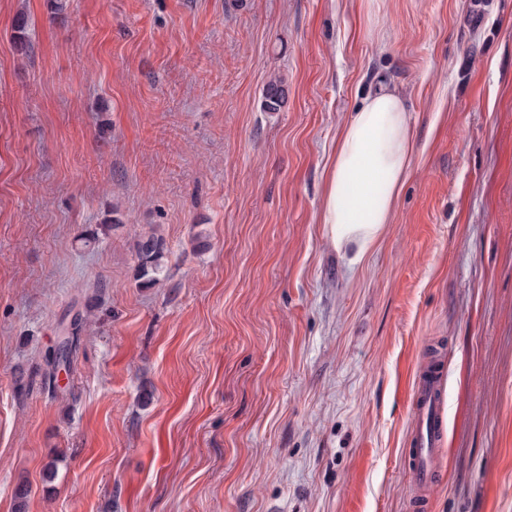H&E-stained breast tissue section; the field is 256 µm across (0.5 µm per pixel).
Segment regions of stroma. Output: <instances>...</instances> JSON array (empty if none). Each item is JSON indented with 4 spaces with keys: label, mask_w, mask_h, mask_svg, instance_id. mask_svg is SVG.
<instances>
[{
    "label": "stroma",
    "mask_w": 512,
    "mask_h": 512,
    "mask_svg": "<svg viewBox=\"0 0 512 512\" xmlns=\"http://www.w3.org/2000/svg\"><path fill=\"white\" fill-rule=\"evenodd\" d=\"M380 84L415 158L352 271L322 172ZM436 352L425 512H512V0H0V512H417ZM285 100L283 80L279 77L272 78L263 91L262 106L266 112H278ZM166 247L156 234L144 236L138 243L139 279L146 287L154 285L165 269ZM68 337L62 345L58 348L57 352L53 355V357L48 361L47 367L48 371L46 372L45 378L48 380L49 388L54 385L55 374L57 369L63 364L65 369H70L73 363V358L77 351L78 344V336ZM444 404V366L430 364L418 377L414 412L416 425L408 448L409 458L414 464L412 482L421 488L436 480L435 460L443 439Z\"/></svg>",
    "instance_id": "stroma-1"
}]
</instances>
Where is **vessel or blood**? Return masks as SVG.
<instances>
[{
  "mask_svg": "<svg viewBox=\"0 0 512 512\" xmlns=\"http://www.w3.org/2000/svg\"><path fill=\"white\" fill-rule=\"evenodd\" d=\"M444 404V368L427 366L420 373L415 390L416 425L409 448V457L414 464L412 481L421 488L436 479L435 460L442 445Z\"/></svg>",
  "mask_w": 512,
  "mask_h": 512,
  "instance_id": "b4317fda",
  "label": "vessel or blood"
}]
</instances>
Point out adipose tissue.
Returning <instances> with one entry per match:
<instances>
[{"label": "adipose tissue", "instance_id": "adipose-tissue-1", "mask_svg": "<svg viewBox=\"0 0 512 512\" xmlns=\"http://www.w3.org/2000/svg\"><path fill=\"white\" fill-rule=\"evenodd\" d=\"M412 164L411 114L402 94L384 86L365 94L342 124L322 174L319 222L349 265L392 223Z\"/></svg>", "mask_w": 512, "mask_h": 512}]
</instances>
